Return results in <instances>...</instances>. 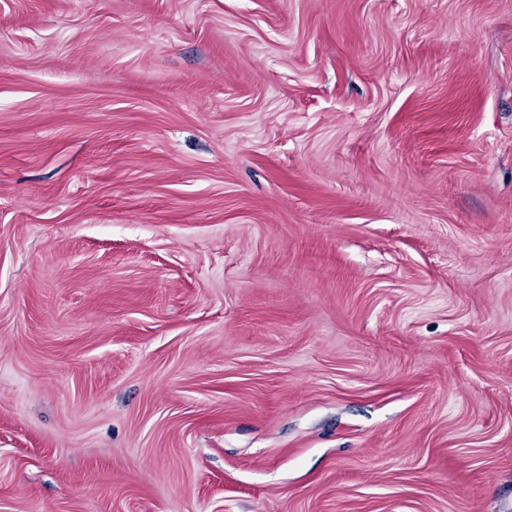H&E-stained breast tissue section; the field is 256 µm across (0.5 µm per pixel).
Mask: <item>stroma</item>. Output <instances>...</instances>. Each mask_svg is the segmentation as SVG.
I'll return each mask as SVG.
<instances>
[{
	"instance_id": "stroma-1",
	"label": "stroma",
	"mask_w": 512,
	"mask_h": 512,
	"mask_svg": "<svg viewBox=\"0 0 512 512\" xmlns=\"http://www.w3.org/2000/svg\"><path fill=\"white\" fill-rule=\"evenodd\" d=\"M0 512H512V0H0Z\"/></svg>"
}]
</instances>
